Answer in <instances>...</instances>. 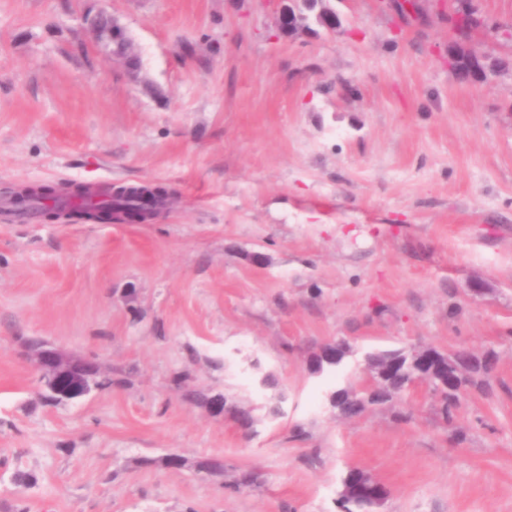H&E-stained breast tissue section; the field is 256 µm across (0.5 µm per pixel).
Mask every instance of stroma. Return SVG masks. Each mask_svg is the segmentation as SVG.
I'll list each match as a JSON object with an SVG mask.
<instances>
[{
	"mask_svg": "<svg viewBox=\"0 0 512 512\" xmlns=\"http://www.w3.org/2000/svg\"><path fill=\"white\" fill-rule=\"evenodd\" d=\"M328 5L338 31L288 34L279 0H0V196L174 194L147 224L0 217V512H340L352 468L383 512H512V38L456 39L459 0ZM100 10L137 68L93 42ZM24 336L111 386L40 403ZM419 347L494 352L489 387L448 420L423 383L332 407L368 353ZM349 348H338L336 342L325 344L308 360L309 368L315 372L320 371L323 364H339L342 362ZM351 471L353 475L345 479L340 497L347 500L360 494L368 498V508L382 504L388 496L386 486L365 472L358 474L356 469Z\"/></svg>",
	"mask_w": 512,
	"mask_h": 512,
	"instance_id": "obj_1",
	"label": "stroma"
}]
</instances>
